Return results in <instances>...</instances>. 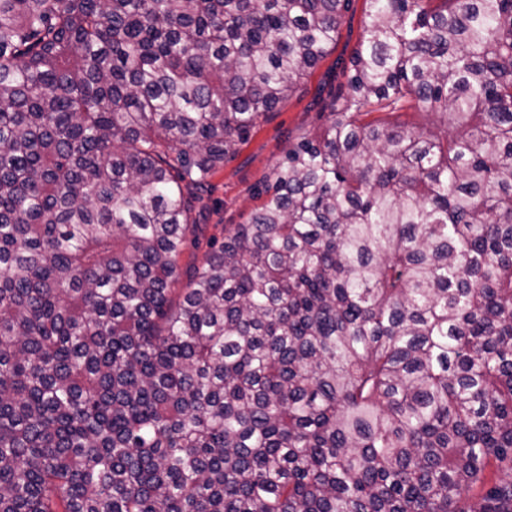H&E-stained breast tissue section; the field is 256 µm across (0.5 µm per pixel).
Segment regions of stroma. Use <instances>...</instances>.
Returning <instances> with one entry per match:
<instances>
[{
  "instance_id": "obj_1",
  "label": "stroma",
  "mask_w": 512,
  "mask_h": 512,
  "mask_svg": "<svg viewBox=\"0 0 512 512\" xmlns=\"http://www.w3.org/2000/svg\"><path fill=\"white\" fill-rule=\"evenodd\" d=\"M368 17L365 0H353L339 28L336 47L301 84L298 92L275 112L259 118L248 139L211 180L209 203L213 224H245L257 205L254 189L269 179L282 160L288 142L298 136L321 133L328 124L314 100L325 85L335 82L337 56H350L363 35Z\"/></svg>"
}]
</instances>
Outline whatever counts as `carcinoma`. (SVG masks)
Listing matches in <instances>:
<instances>
[{
  "instance_id": "1",
  "label": "carcinoma",
  "mask_w": 512,
  "mask_h": 512,
  "mask_svg": "<svg viewBox=\"0 0 512 512\" xmlns=\"http://www.w3.org/2000/svg\"><path fill=\"white\" fill-rule=\"evenodd\" d=\"M365 2L207 237L352 0H0V512H512V0ZM368 21L364 0H353L352 7L343 18L335 49L313 70L301 84L298 92L257 121L248 139L224 161V168L211 179L209 204L214 208L206 224L209 236L214 232L211 224L248 223L252 211L259 203L254 189L269 179L274 167L288 149V139L303 134L314 136L328 125L326 114L318 112L314 99L325 85L345 82L337 74L334 63L339 55L346 59L357 48ZM399 112L404 113L400 114L398 120L407 123L408 128H413L415 130L430 129L443 137L447 134L446 126H440L437 124L435 117L423 110L406 109Z\"/></svg>"
}]
</instances>
